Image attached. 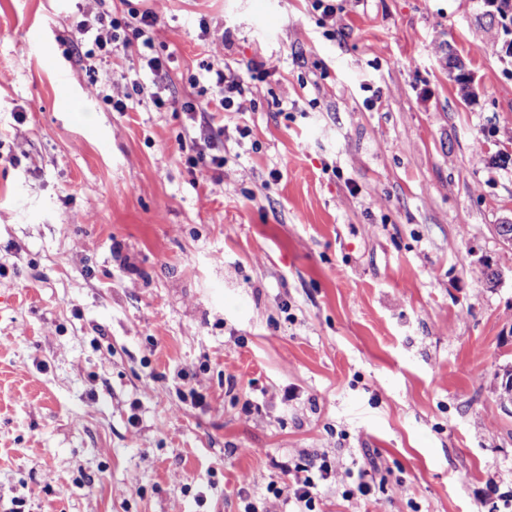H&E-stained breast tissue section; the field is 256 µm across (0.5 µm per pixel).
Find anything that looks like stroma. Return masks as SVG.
I'll list each match as a JSON object with an SVG mask.
<instances>
[{
	"mask_svg": "<svg viewBox=\"0 0 512 512\" xmlns=\"http://www.w3.org/2000/svg\"><path fill=\"white\" fill-rule=\"evenodd\" d=\"M335 4L139 0L176 99L266 72L210 173L77 44L121 0H0V512H242L307 455L318 512H512V53L485 0Z\"/></svg>",
	"mask_w": 512,
	"mask_h": 512,
	"instance_id": "obj_1",
	"label": "stroma"
}]
</instances>
